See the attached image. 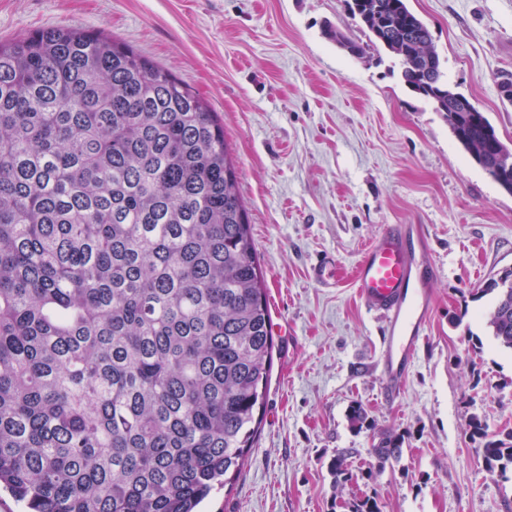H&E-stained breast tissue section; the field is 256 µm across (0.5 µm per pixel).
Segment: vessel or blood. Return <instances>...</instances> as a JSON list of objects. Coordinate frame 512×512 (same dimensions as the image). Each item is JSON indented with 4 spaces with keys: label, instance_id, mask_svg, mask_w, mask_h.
<instances>
[{
    "label": "vessel or blood",
    "instance_id": "b4317fda",
    "mask_svg": "<svg viewBox=\"0 0 512 512\" xmlns=\"http://www.w3.org/2000/svg\"><path fill=\"white\" fill-rule=\"evenodd\" d=\"M438 274L425 254L422 236L407 224L382 225L354 264L351 280L355 292L383 322L379 357L386 402H396L404 392L415 352L431 319L430 287ZM313 277L322 287L335 286V258L319 259Z\"/></svg>",
    "mask_w": 512,
    "mask_h": 512
}]
</instances>
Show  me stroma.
<instances>
[{
	"label": "stroma",
	"instance_id": "stroma-1",
	"mask_svg": "<svg viewBox=\"0 0 512 512\" xmlns=\"http://www.w3.org/2000/svg\"><path fill=\"white\" fill-rule=\"evenodd\" d=\"M427 24L448 84L512 146V0H408ZM352 0H0V40L78 24L103 29L168 68L224 125L267 288L274 354L263 421L229 489L202 512H347L377 496L382 512H512V479L490 474L472 418L512 430V351L490 336L491 296L512 268V194L453 136L432 102L372 44ZM334 28L366 44L351 56ZM384 224H415L439 276L404 394L381 392V319L348 274ZM332 255L344 276L318 286ZM371 424L352 428L351 406ZM404 435L399 462L372 472L383 432ZM345 448L354 480L335 482ZM370 471V470H369ZM315 281L324 288L336 287L338 268L333 256H324L313 267Z\"/></svg>",
	"mask_w": 512,
	"mask_h": 512
}]
</instances>
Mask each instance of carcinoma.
<instances>
[{
    "instance_id": "1",
    "label": "carcinoma",
    "mask_w": 512,
    "mask_h": 512,
    "mask_svg": "<svg viewBox=\"0 0 512 512\" xmlns=\"http://www.w3.org/2000/svg\"><path fill=\"white\" fill-rule=\"evenodd\" d=\"M400 78L505 191L512 148L448 85L408 0H353ZM491 335L512 350V277ZM264 276L217 115L101 31L0 41V488L24 512H196L240 473L273 366ZM487 471L512 467V431ZM404 435L373 446L382 470ZM335 478H354L346 455Z\"/></svg>"
}]
</instances>
